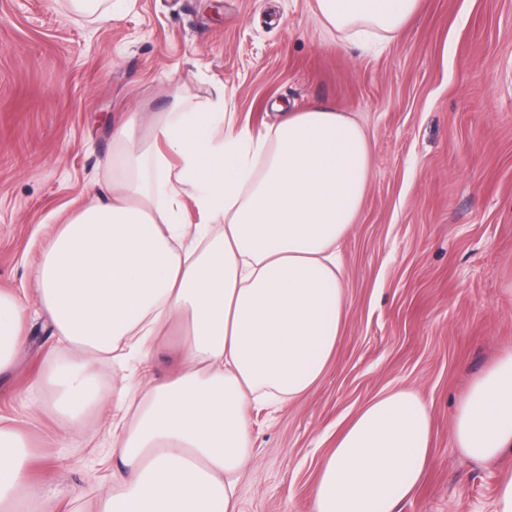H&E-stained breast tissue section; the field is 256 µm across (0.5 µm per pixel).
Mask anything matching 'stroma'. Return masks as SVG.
<instances>
[{
	"label": "stroma",
	"instance_id": "stroma-1",
	"mask_svg": "<svg viewBox=\"0 0 512 512\" xmlns=\"http://www.w3.org/2000/svg\"><path fill=\"white\" fill-rule=\"evenodd\" d=\"M312 0H132L100 20L73 0H0V290L28 306L27 345L0 376V419L28 439L34 479L78 488L92 508L111 472L112 411L93 409L59 447L49 408H26L53 363L77 358L34 299L33 268L56 225L107 193L112 130L230 96L254 127L326 103L371 142V182L340 247L346 316L310 392L251 409L240 512H313L336 434L373 397L411 387L434 430L424 482L400 512H492L512 455L476 463L451 441L471 380L512 349V0H421L377 48L345 41ZM177 332L137 381L177 371Z\"/></svg>",
	"mask_w": 512,
	"mask_h": 512
}]
</instances>
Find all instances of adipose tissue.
Wrapping results in <instances>:
<instances>
[{"mask_svg": "<svg viewBox=\"0 0 512 512\" xmlns=\"http://www.w3.org/2000/svg\"><path fill=\"white\" fill-rule=\"evenodd\" d=\"M420 0H313L351 42L396 36ZM112 132L109 197L45 243L34 271L39 308L83 354L40 378L65 436L111 405L117 470L96 512H239L251 461L248 410L306 394L333 356L345 315L339 247L371 180L362 125L328 104L279 113L256 129L227 101L198 112L183 95ZM178 164H171L170 156ZM202 216L186 223V202ZM27 307L0 291V373L26 345ZM183 327L181 367L166 379L103 392L116 352L149 360ZM452 441L475 462L512 453V350L477 375L453 416ZM432 422L424 398L395 388L344 427L312 491L313 512H397L424 480ZM28 443L0 420V512H56L30 485Z\"/></svg>", "mask_w": 512, "mask_h": 512, "instance_id": "1", "label": "adipose tissue"}]
</instances>
